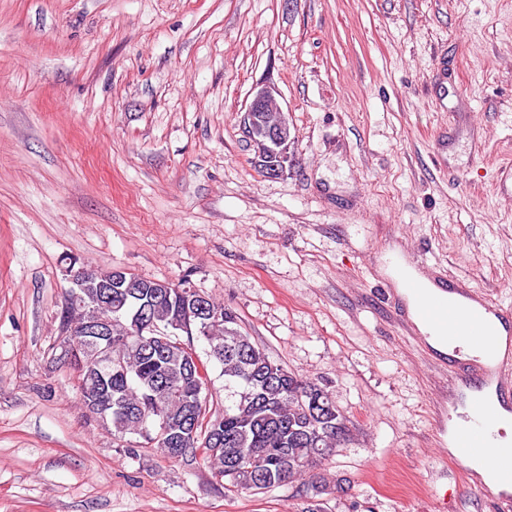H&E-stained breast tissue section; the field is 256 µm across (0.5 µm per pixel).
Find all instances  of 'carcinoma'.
<instances>
[{
	"mask_svg": "<svg viewBox=\"0 0 512 512\" xmlns=\"http://www.w3.org/2000/svg\"><path fill=\"white\" fill-rule=\"evenodd\" d=\"M156 284L141 277L135 294L112 297V353L122 357L123 366L112 368V376L99 383L94 354L88 353L84 369L75 375L81 398L96 384L112 393V415L104 426L120 439L140 434L142 416L181 433L193 413L200 424L181 439L178 455L171 454L168 439L158 432L143 444L169 459L203 461L231 495H256L300 479L310 491L302 512H325L324 496L348 490L346 479L329 484L324 477L325 462L349 437L347 419L329 391L270 360L222 302H213L218 321L199 323L192 316L186 328L172 330L162 344L155 342L132 313L146 301L148 320L168 327L184 309L175 295L154 298ZM197 338L221 366L224 388L233 390L232 404L222 411L210 407L209 382L197 377L188 360Z\"/></svg>",
	"mask_w": 512,
	"mask_h": 512,
	"instance_id": "carcinoma-1",
	"label": "carcinoma"
}]
</instances>
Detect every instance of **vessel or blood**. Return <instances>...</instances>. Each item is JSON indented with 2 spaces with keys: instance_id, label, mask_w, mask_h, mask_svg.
Segmentation results:
<instances>
[{
  "instance_id": "1",
  "label": "vessel or blood",
  "mask_w": 512,
  "mask_h": 512,
  "mask_svg": "<svg viewBox=\"0 0 512 512\" xmlns=\"http://www.w3.org/2000/svg\"><path fill=\"white\" fill-rule=\"evenodd\" d=\"M406 288L420 322L448 339L464 337L477 347L473 355L454 348L444 359L459 376L457 391L467 398L469 413L466 425L453 431L437 426L435 444L448 441L459 457L481 459L499 485L512 488V442L488 443L490 426H512V308L467 286L431 292L412 279Z\"/></svg>"
}]
</instances>
